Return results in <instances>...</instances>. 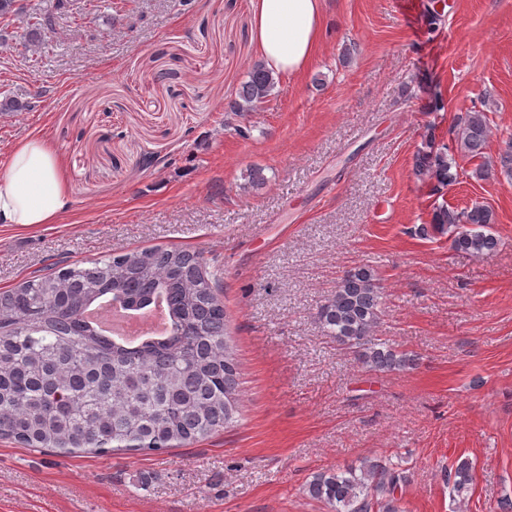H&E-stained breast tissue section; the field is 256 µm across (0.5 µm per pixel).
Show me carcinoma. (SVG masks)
Wrapping results in <instances>:
<instances>
[{"instance_id": "1", "label": "carcinoma", "mask_w": 512, "mask_h": 512, "mask_svg": "<svg viewBox=\"0 0 512 512\" xmlns=\"http://www.w3.org/2000/svg\"><path fill=\"white\" fill-rule=\"evenodd\" d=\"M276 78L257 61L228 105L243 118L270 96ZM458 148L483 155L491 133L484 113L457 120ZM448 153L428 139L414 173L440 190L455 183ZM493 211L434 208L431 227L448 233L451 248L483 257L498 238ZM221 262L200 251L151 248L116 254L92 267H65L0 292V437L24 448L106 454L116 450L161 454L203 441L240 414V372L223 297ZM168 303L169 330L136 345L108 340L85 319L116 302L132 311L155 297ZM383 314L375 270L347 271L318 311L328 335L365 367L403 371L415 356L374 336ZM403 471L378 459L317 472L303 487L331 512H400ZM473 482L467 459L448 472L450 492L464 497Z\"/></svg>"}]
</instances>
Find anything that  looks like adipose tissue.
<instances>
[{"label":"adipose tissue","mask_w":512,"mask_h":512,"mask_svg":"<svg viewBox=\"0 0 512 512\" xmlns=\"http://www.w3.org/2000/svg\"><path fill=\"white\" fill-rule=\"evenodd\" d=\"M251 2L260 60L276 74L303 72L321 38L325 0ZM71 205L59 161L43 141L30 139L11 152L0 175V225L55 224Z\"/></svg>","instance_id":"adipose-tissue-1"}]
</instances>
